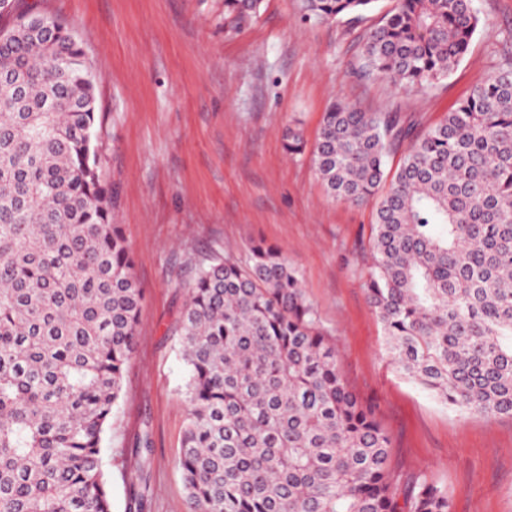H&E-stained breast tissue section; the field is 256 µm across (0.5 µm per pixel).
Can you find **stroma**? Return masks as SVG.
Instances as JSON below:
<instances>
[{"instance_id":"35a3bbf8","label":"stroma","mask_w":512,"mask_h":512,"mask_svg":"<svg viewBox=\"0 0 512 512\" xmlns=\"http://www.w3.org/2000/svg\"><path fill=\"white\" fill-rule=\"evenodd\" d=\"M26 3L64 19L92 64L101 170L145 290L136 352L103 440L112 512H186L180 316L195 263L259 239L299 271L349 389L376 405L394 489L426 476L447 487L453 512H512V417L453 409L400 373L366 290L373 205L333 200L310 155H289L282 139L297 120L315 143L335 101L439 123L512 58V45L496 42L498 29L512 27V0H478L488 30L447 80L421 93L352 69L390 0L356 26L305 21L297 0H262L257 18L236 30L224 0ZM147 440L146 459L138 450Z\"/></svg>"}]
</instances>
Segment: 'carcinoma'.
I'll return each instance as SVG.
<instances>
[{
	"instance_id": "carcinoma-1",
	"label": "carcinoma",
	"mask_w": 512,
	"mask_h": 512,
	"mask_svg": "<svg viewBox=\"0 0 512 512\" xmlns=\"http://www.w3.org/2000/svg\"><path fill=\"white\" fill-rule=\"evenodd\" d=\"M379 0H302L314 23ZM261 0H224L248 23ZM0 8V512H112L104 435L143 288L96 143L95 80L69 24ZM488 28L477 0H392L357 69L404 90L448 77ZM300 155V127L283 133ZM407 146L399 167L388 158ZM335 200L375 205L367 292L399 370L460 411L512 417V62L438 124L333 103L311 150ZM179 465L189 512H452L424 477L398 499L390 438L351 392L283 250L200 264L181 315Z\"/></svg>"
}]
</instances>
